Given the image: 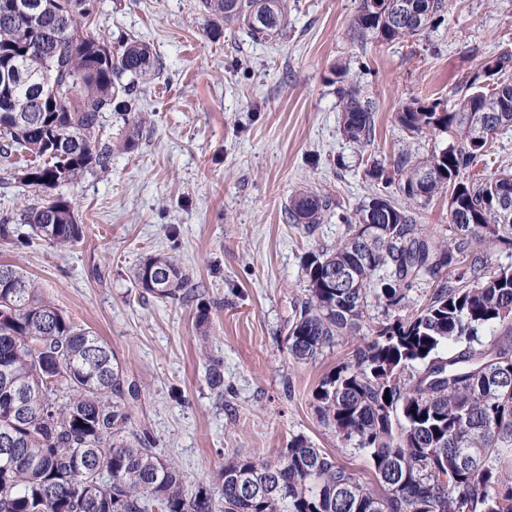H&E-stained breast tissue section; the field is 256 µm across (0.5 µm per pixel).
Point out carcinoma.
<instances>
[{"label": "carcinoma", "instance_id": "cac0c4a2", "mask_svg": "<svg viewBox=\"0 0 512 512\" xmlns=\"http://www.w3.org/2000/svg\"><path fill=\"white\" fill-rule=\"evenodd\" d=\"M0 0V57L20 59L26 76L0 92L3 172L44 198L0 220V242L19 239L70 249L83 227L71 204L52 190L85 172L107 170L105 112L127 115L135 144L145 117L131 113L138 80L156 72L146 42L126 38L117 50L82 32L89 0H41L34 21ZM360 0L354 36L387 42L422 35L441 22L445 0ZM418 4L420 13L405 8ZM204 10L255 36L276 37L287 25L285 0H201ZM51 73L58 88L42 99L37 83ZM512 52L484 66L496 77L464 94L451 112L413 101L397 114L413 134L454 130L456 141L423 159L401 155L388 170L367 160L365 176L394 184L404 204L377 198L346 219L345 237L308 253L307 297L294 307L288 354L307 362L360 333L368 308L402 307L421 284L440 281L426 304L369 329L351 358L333 367L312 392L318 422L343 447L364 453V480L334 453L302 436L272 461L237 456L217 482L186 489L179 466L133 428L140 397L112 347L76 326L18 267L0 263V512H512V265L492 268L475 245L512 247V223L502 224L498 198H512V172L465 177L484 155L489 135L512 127ZM345 136L371 140L374 106L338 66ZM65 142L63 149L57 143ZM452 188L449 236L437 241L411 211ZM330 202L307 190L290 197L288 220L310 230ZM377 232L367 237L359 225ZM469 259L466 280L443 277L457 257ZM351 269L349 287H325L323 270ZM156 298L190 302L194 283L177 260L156 254L135 272ZM211 389L224 394L219 363L209 366ZM390 401H385V396Z\"/></svg>", "mask_w": 512, "mask_h": 512}]
</instances>
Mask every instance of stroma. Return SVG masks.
<instances>
[{"mask_svg":"<svg viewBox=\"0 0 512 512\" xmlns=\"http://www.w3.org/2000/svg\"><path fill=\"white\" fill-rule=\"evenodd\" d=\"M358 3L286 0L285 32L264 39L217 25L200 0H91L86 30L152 49L159 69L133 104L149 121L128 148L122 117L105 114L111 171L60 188L84 227L77 246L0 243L1 263L110 343L140 389L138 422L187 486L216 480L236 456L273 459L297 435L370 473L365 456L337 447L311 399L360 337L305 363L288 356V321L306 297L303 258L344 238L346 216L377 193L367 158L389 166L451 145L445 133L406 132L396 116L415 99L453 107L487 61L512 50V0H449L439 26L392 43L353 39ZM339 65L375 104L368 144L341 129ZM307 189L331 201L311 233L287 216L290 195ZM158 253L199 283L197 300L164 302L137 287L135 269ZM210 356L224 371L220 396L206 381Z\"/></svg>","mask_w":512,"mask_h":512,"instance_id":"1","label":"stroma"}]
</instances>
